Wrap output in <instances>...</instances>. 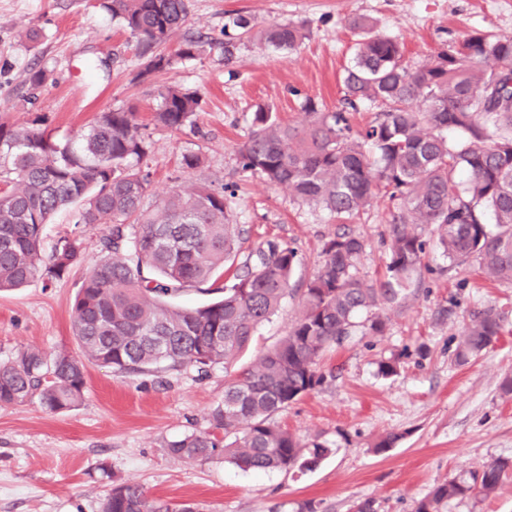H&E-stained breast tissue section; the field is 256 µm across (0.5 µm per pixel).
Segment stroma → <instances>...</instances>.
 <instances>
[{
    "instance_id": "1",
    "label": "stroma",
    "mask_w": 512,
    "mask_h": 512,
    "mask_svg": "<svg viewBox=\"0 0 512 512\" xmlns=\"http://www.w3.org/2000/svg\"><path fill=\"white\" fill-rule=\"evenodd\" d=\"M103 2L0 0V122L22 124L39 113L54 136L74 137L98 113L134 108L148 147L141 168L152 184L149 203L193 181L229 185L236 189L230 219L247 231L238 261L270 241L296 250L292 291L240 354V370L298 319L325 242L344 232L362 239L357 273L374 283L385 270L390 234L385 197L339 219L242 171L239 148L253 112L269 107L279 121L299 126L304 98L327 112L339 108L342 77L354 60L355 17L404 43L414 65L474 32L512 36V0H190L189 21L173 40L202 39L201 53L142 79L137 38ZM230 12L258 28L300 24L307 37L288 52L243 41L228 64ZM29 31L37 42L26 40ZM34 67L49 73L35 92L27 82ZM167 86L201 98L200 112L177 131L153 120ZM186 154L201 159L194 172L181 166ZM101 237L100 229L84 230L82 261L63 279L0 292V365L27 347L80 355L71 303L105 256ZM427 262L431 271L414 295L385 310L383 334L358 332L330 349L320 364L322 385L274 414L303 454L325 446L316 466L254 473L220 457L188 463L167 453L169 441L207 427L224 398L223 365L204 376L190 366L125 374L92 365L75 410L0 407V512H99L116 480L139 485L152 499L205 503L210 512H300L308 502L317 512H351L365 499L376 512H415L437 482L512 460V395L501 390L512 377V284L485 281L473 264L449 266L436 249ZM484 307L503 316L504 330L479 358L457 364L470 312ZM391 357L399 372L382 377L378 364ZM392 434L395 445L377 451L378 440Z\"/></svg>"
}]
</instances>
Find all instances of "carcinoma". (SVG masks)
<instances>
[{
  "label": "carcinoma",
  "mask_w": 512,
  "mask_h": 512,
  "mask_svg": "<svg viewBox=\"0 0 512 512\" xmlns=\"http://www.w3.org/2000/svg\"><path fill=\"white\" fill-rule=\"evenodd\" d=\"M105 7L140 42L146 78L196 57L201 42L184 39L157 53L189 18V0H107ZM359 40L343 75L344 102L324 112L306 98L302 127L281 123L260 108L239 152L243 170L261 174L298 200L338 218L358 215L388 198L392 230L383 279L356 274L364 242L338 234L323 248L324 263L302 295V312L280 344L242 372H229L224 399L208 427L166 445L186 462L224 457L244 471H288L315 464L316 444L302 459L301 444L271 417L323 383L317 365L326 349L357 328L380 335L381 310L408 297L435 244L452 265L478 264L492 282H512V37L483 32L435 52L421 65L405 58L396 39L370 22H350ZM248 37L282 51L306 38L304 26L228 14L224 56ZM156 124L179 130L200 108V96L169 87L160 93ZM368 101L379 111L352 133L351 113ZM0 124V291L36 279H62L82 259L78 232L49 258L41 252L44 226L60 209L80 205L76 225L103 230L107 257L83 278L73 302V335L82 356L47 355L34 347L0 365V406L37 401L52 414L79 406L88 365L137 373L148 366H191L200 373L229 368L288 294L296 251L267 243L235 264L245 230L232 224L224 193L205 184L180 186L153 209L149 176L139 167L147 144L132 108L100 113L76 142L59 141L36 125ZM460 138L448 141V131ZM492 212L495 224L486 222ZM231 282L224 283V276ZM219 298L198 307L169 301L187 289ZM503 332L492 308L470 314L455 352L467 364ZM507 462L436 483L416 512H448L457 500L493 494ZM99 512H208L206 504L150 499L129 483H115Z\"/></svg>",
  "instance_id": "cac0c4a2"
}]
</instances>
